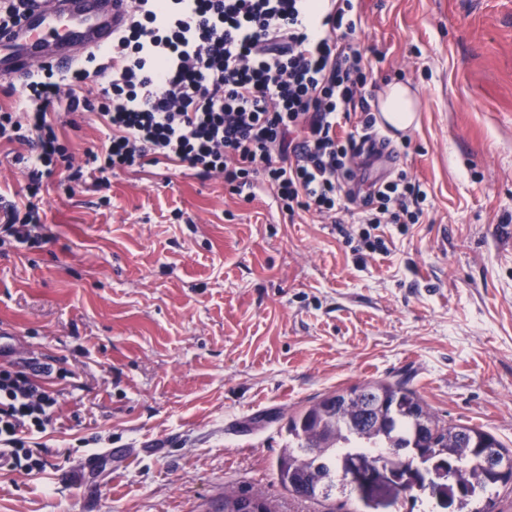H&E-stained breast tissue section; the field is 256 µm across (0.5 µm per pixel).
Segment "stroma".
Masks as SVG:
<instances>
[{
    "instance_id": "1",
    "label": "stroma",
    "mask_w": 512,
    "mask_h": 512,
    "mask_svg": "<svg viewBox=\"0 0 512 512\" xmlns=\"http://www.w3.org/2000/svg\"><path fill=\"white\" fill-rule=\"evenodd\" d=\"M353 4L367 98L409 84L420 123L395 137L398 163L350 164L419 183L424 222L380 225L386 251L358 252L349 214L291 217L219 175L45 179L43 243L0 249V322L75 378L43 470L0 471V512H210L228 490L318 512L279 481L288 420L366 383L404 382L512 448V0ZM54 110L84 166L104 128Z\"/></svg>"
}]
</instances>
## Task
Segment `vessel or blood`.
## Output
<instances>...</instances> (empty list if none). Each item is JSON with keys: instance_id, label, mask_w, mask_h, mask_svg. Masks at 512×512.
<instances>
[{"instance_id": "obj_1", "label": "vessel or blood", "mask_w": 512, "mask_h": 512, "mask_svg": "<svg viewBox=\"0 0 512 512\" xmlns=\"http://www.w3.org/2000/svg\"><path fill=\"white\" fill-rule=\"evenodd\" d=\"M132 0H25L18 21L0 31L11 52L0 57V76L20 80L32 67L71 69L84 56L111 46L131 14ZM26 370L44 367L37 355L20 351L8 328L0 325V361Z\"/></svg>"}]
</instances>
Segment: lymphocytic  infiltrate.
<instances>
[{
  "mask_svg": "<svg viewBox=\"0 0 512 512\" xmlns=\"http://www.w3.org/2000/svg\"><path fill=\"white\" fill-rule=\"evenodd\" d=\"M310 3L137 0L104 64L72 72L77 85L107 78L98 111L109 134L69 181L97 188L114 171L161 163L199 177L220 173L233 194L250 201L272 191L291 215L355 212L362 248L385 251L372 228L420 223L427 195L402 173L375 186L370 202L354 211L358 174L349 160L374 129L363 109L371 63L358 43L352 0L321 15ZM61 93L47 70L21 88L27 112L0 110V142L20 145L12 160L28 163L31 196L0 214V234L22 245L38 244L33 198L67 159L50 112ZM355 111L361 117L354 125ZM65 395L52 375L0 367V457L11 470L42 469L30 442L52 426Z\"/></svg>",
  "mask_w": 512,
  "mask_h": 512,
  "instance_id": "obj_1",
  "label": "lymphocytic infiltrate"
}]
</instances>
